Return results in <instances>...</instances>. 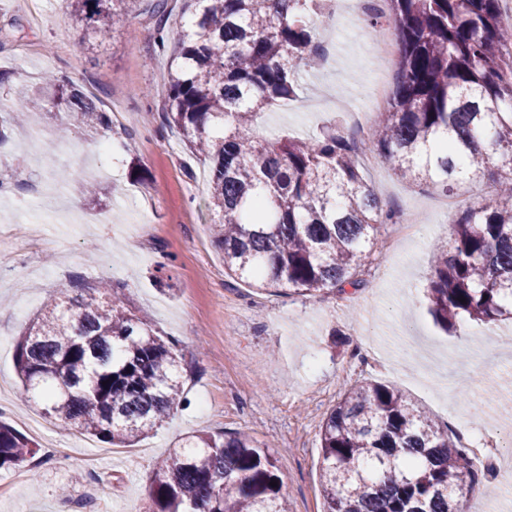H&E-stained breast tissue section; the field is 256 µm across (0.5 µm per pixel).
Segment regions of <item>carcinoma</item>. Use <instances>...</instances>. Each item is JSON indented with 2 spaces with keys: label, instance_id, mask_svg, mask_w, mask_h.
<instances>
[{
  "label": "carcinoma",
  "instance_id": "1",
  "mask_svg": "<svg viewBox=\"0 0 512 512\" xmlns=\"http://www.w3.org/2000/svg\"><path fill=\"white\" fill-rule=\"evenodd\" d=\"M137 0H63L86 35L105 37ZM169 44L167 0H155V41L168 55L166 125L209 169L210 231L227 275L249 288L306 295L358 288L365 260L395 213L366 185L360 156L449 197L503 161L512 165V24L502 0H385L397 34L395 84L375 134L356 143L328 127L303 141L260 138L255 119L298 96L322 64L318 21L329 0H185ZM9 121L56 112L62 134L110 117L69 79L15 91ZM451 248L432 251L429 312L512 320V172L493 204L456 213ZM27 397L64 426L118 447L158 429L184 402L175 344L123 306L112 281L71 283L44 302L15 347ZM324 512H465L468 464L448 430L377 381L343 391L320 434ZM38 444L0 421V469L25 466ZM276 460L244 432L194 431L150 483L147 512H288Z\"/></svg>",
  "mask_w": 512,
  "mask_h": 512
}]
</instances>
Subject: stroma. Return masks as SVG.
I'll return each mask as SVG.
<instances>
[{
	"label": "stroma",
	"instance_id": "1",
	"mask_svg": "<svg viewBox=\"0 0 512 512\" xmlns=\"http://www.w3.org/2000/svg\"><path fill=\"white\" fill-rule=\"evenodd\" d=\"M155 30L145 0L103 41L84 38L64 7L0 0V70L10 75L0 95L53 73L111 118L99 133L64 138L55 113L37 116L53 171L68 176L53 215L14 177L29 167L20 148L28 124H0V180L10 187L0 194V415L40 448L25 470L0 469V512H143L153 471L198 429L250 434L275 456L291 512H323L321 425L345 385L364 380L400 388L471 449L478 482L467 512H512V488L484 492L497 466H512L503 427L512 323L461 317L448 333L428 311L432 249L450 242L455 206L368 154L365 181L398 221L382 229L361 288L302 296L234 286L211 237L209 171L164 123L167 59ZM335 39L333 68L311 70L296 99L262 113L260 135L351 132L373 94L376 59L363 21L337 18ZM94 167L112 189L98 204L81 190ZM101 278L125 284L126 306L148 314L182 356L183 405L132 448L77 440L25 398L15 368L16 342L42 303L70 281Z\"/></svg>",
	"mask_w": 512,
	"mask_h": 512
}]
</instances>
